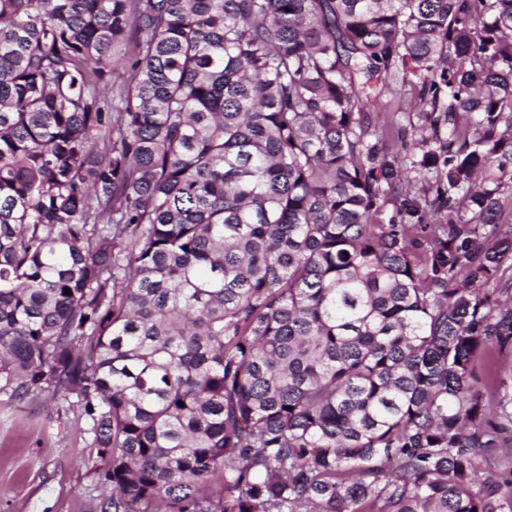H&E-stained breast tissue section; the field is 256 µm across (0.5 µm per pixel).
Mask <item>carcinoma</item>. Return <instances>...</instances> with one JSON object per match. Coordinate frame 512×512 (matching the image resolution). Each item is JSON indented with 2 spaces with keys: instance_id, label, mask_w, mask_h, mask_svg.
<instances>
[{
  "instance_id": "1",
  "label": "carcinoma",
  "mask_w": 512,
  "mask_h": 512,
  "mask_svg": "<svg viewBox=\"0 0 512 512\" xmlns=\"http://www.w3.org/2000/svg\"><path fill=\"white\" fill-rule=\"evenodd\" d=\"M506 193L512 0H0V395L101 512H512ZM414 102V91L410 85L398 87L397 90L385 93L378 104L370 111L373 125H382L390 122L397 112L399 117L409 112V105Z\"/></svg>"
}]
</instances>
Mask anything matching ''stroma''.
<instances>
[{"label":"stroma","instance_id":"1","mask_svg":"<svg viewBox=\"0 0 512 512\" xmlns=\"http://www.w3.org/2000/svg\"><path fill=\"white\" fill-rule=\"evenodd\" d=\"M103 467L67 402L0 399V512H99Z\"/></svg>","mask_w":512,"mask_h":512}]
</instances>
